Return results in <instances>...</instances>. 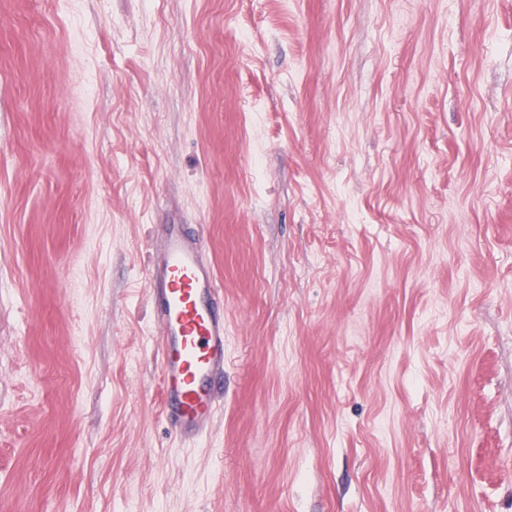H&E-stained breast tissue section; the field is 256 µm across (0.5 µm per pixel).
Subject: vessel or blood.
Returning <instances> with one entry per match:
<instances>
[{
	"instance_id": "b4317fda",
	"label": "vessel or blood",
	"mask_w": 512,
	"mask_h": 512,
	"mask_svg": "<svg viewBox=\"0 0 512 512\" xmlns=\"http://www.w3.org/2000/svg\"><path fill=\"white\" fill-rule=\"evenodd\" d=\"M153 250L147 286L165 348L163 404L179 441L190 445L211 435L220 410L215 387L226 351L222 288L188 225L159 227Z\"/></svg>"
}]
</instances>
